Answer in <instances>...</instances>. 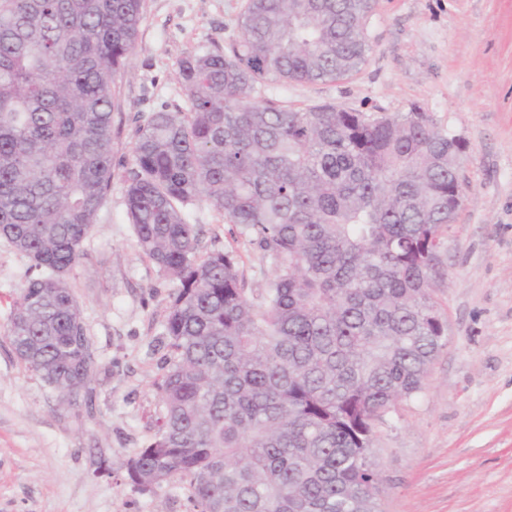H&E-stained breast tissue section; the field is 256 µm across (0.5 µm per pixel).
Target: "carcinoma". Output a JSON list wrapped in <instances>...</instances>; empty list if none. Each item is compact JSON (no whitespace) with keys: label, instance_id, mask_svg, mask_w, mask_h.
Wrapping results in <instances>:
<instances>
[{"label":"carcinoma","instance_id":"carcinoma-1","mask_svg":"<svg viewBox=\"0 0 512 512\" xmlns=\"http://www.w3.org/2000/svg\"><path fill=\"white\" fill-rule=\"evenodd\" d=\"M376 0H246L238 35L178 63L184 106L136 117L125 205L175 282L163 404L127 464L179 479L195 512H379L372 448L448 345L431 292L456 210L454 136L393 115L254 99L358 71ZM146 0H0V238L37 274L14 301L18 359L70 405L96 360L71 275L112 191V142ZM203 202L273 265L257 299L237 255H198Z\"/></svg>","mask_w":512,"mask_h":512}]
</instances>
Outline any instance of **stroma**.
I'll return each instance as SVG.
<instances>
[{
  "instance_id": "stroma-1",
  "label": "stroma",
  "mask_w": 512,
  "mask_h": 512,
  "mask_svg": "<svg viewBox=\"0 0 512 512\" xmlns=\"http://www.w3.org/2000/svg\"><path fill=\"white\" fill-rule=\"evenodd\" d=\"M245 0H147L118 80L123 122L112 191L71 277L96 370L93 406H64L17 358L5 331L28 260L0 239V512H193L186 482L150 491L126 464L152 439L161 403L164 324L173 282L140 251L126 215L135 118L183 104L179 60L235 38ZM359 71L269 85L293 108L332 104L393 114L419 106L460 137L464 197L433 296L448 345L425 390L399 402L373 448L382 512H512V0H378ZM200 252L239 256L248 296L271 263L199 203L187 212Z\"/></svg>"
}]
</instances>
